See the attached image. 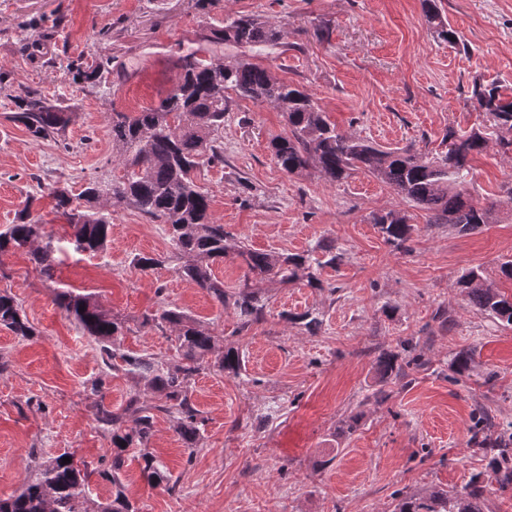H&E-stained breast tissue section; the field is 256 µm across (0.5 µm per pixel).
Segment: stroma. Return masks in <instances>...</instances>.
<instances>
[{
    "label": "stroma",
    "instance_id": "obj_1",
    "mask_svg": "<svg viewBox=\"0 0 512 512\" xmlns=\"http://www.w3.org/2000/svg\"><path fill=\"white\" fill-rule=\"evenodd\" d=\"M450 26L467 42L439 40L421 0H0V229L31 206L58 248L53 278L25 251L0 256V289L21 303L38 334L23 341L0 327V497L18 491L38 463L64 452L92 472L88 512L112 498L103 478L112 436L93 412H118L145 380L112 374L97 344L55 302L71 289L93 294L124 324L120 350L162 363L178 358L171 330L143 326L161 305L179 307L215 339L216 350L238 347L245 368L234 377L203 371L192 387L199 441L188 451L172 417L157 414L147 447L175 490L145 482L139 453L122 471L124 492L138 512H392L395 491L458 490L487 470L469 444L476 410L494 424H512V326L476 313L456 288L477 268L511 294L499 276L512 259V152L490 145L473 164L474 202H498V221L468 235L431 224L425 211L389 185L359 172L330 182L315 169L297 174L275 164L269 142L287 130L278 109L233 99L224 116V161L204 164L198 182L213 218L250 248L303 252L328 240L342 263L324 268L333 291L298 280H248L266 303L264 319L238 331L222 308L176 272L164 225L127 207L112 214L106 252H76L72 231L56 216L51 186L79 194L89 179L120 174L108 136L113 112L157 105L173 89V62L189 37L206 34L230 14H254L280 25L289 49L260 56L280 80L303 87L329 120L387 148L442 149L448 129L487 126L474 106V80L512 86V0H441ZM330 30L319 42L317 27ZM112 59L101 83L68 62ZM39 90L75 112L64 135L33 141L10 118L14 99ZM407 213L415 229L408 248L387 244L372 214ZM137 255L159 258L141 272ZM321 312L317 334L283 320L286 312ZM416 342L426 363L405 379L383 384L379 351L400 338ZM473 349L468 377L449 381L455 352ZM102 380L91 393L94 380ZM385 399H377L378 391ZM361 423L346 433L343 422Z\"/></svg>",
    "mask_w": 512,
    "mask_h": 512
}]
</instances>
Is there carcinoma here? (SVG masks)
Instances as JSON below:
<instances>
[{"instance_id":"obj_1","label":"carcinoma","mask_w":512,"mask_h":512,"mask_svg":"<svg viewBox=\"0 0 512 512\" xmlns=\"http://www.w3.org/2000/svg\"><path fill=\"white\" fill-rule=\"evenodd\" d=\"M422 9L437 38L454 45L461 42L437 0H422ZM201 40L203 45L189 46L175 59L177 82L158 105L133 114L112 113V153L123 168L122 176L95 177L76 196L65 186L50 188L54 210L73 229L77 250L91 255L105 251L110 243L112 211L132 207L150 221L167 227L180 261L177 274L206 291L223 308H233L240 330L260 322L265 315V302L248 284L251 274L282 283L302 279L311 288L325 290L321 270L336 267L340 259L333 243L321 241L302 253L251 249L234 242L224 225L212 218L210 199L197 183V171L205 162H224L228 91L283 112L288 133L273 137L270 149L276 164L288 174L313 167L330 181L338 182L358 171L368 173L407 202L426 210L428 223L446 224L462 234L473 233L497 220V203L477 206L468 194L471 161L489 148L487 130L476 128L461 134L450 130L444 137L448 150L432 157L419 156L408 149H384L357 134L338 130L311 94L275 79L266 68L252 62V58L260 55L287 51L277 25L251 14H236L226 17L224 25L209 29ZM209 44L219 48L231 45L240 49L241 54L228 60L215 59L209 56ZM471 99L489 118L497 144L512 148V91L497 82L476 81ZM15 104L14 120L36 141L60 138L75 117V113L50 103L37 90L26 92ZM372 222L385 242L397 248L404 247L414 231L402 211L376 213ZM25 248L39 272L52 277L56 251L53 237L46 232L42 219L32 215L27 207L18 212L15 223L0 231V255ZM230 255L240 259L246 268L244 283L234 292L224 290V283L210 273L212 264ZM456 287L474 311L503 325H512V295L502 293L482 271L471 269L462 274ZM55 301L85 335L99 344L108 369L147 379L148 389L161 396L162 402L152 403L147 397L134 394L121 413L101 405L95 407L98 427L112 432V464L105 477L117 487L112 501L97 512H135L119 489L125 452L135 444L148 442L157 412L171 415L186 447H196L198 410L191 401V390L205 356L214 347V339L182 310L162 306L146 318L145 324L171 328L181 353L180 363L163 364L144 355L116 352L113 345L121 335L122 325L105 313L92 295L65 291ZM283 318L303 325L312 334L323 322L317 310L289 313ZM0 326L24 340L36 335L21 304L7 290H0ZM398 348L397 352L386 351L377 356L380 381L400 378L405 365H420L411 340L400 341ZM473 361L471 350L456 353L450 362L454 379L463 377ZM214 366L240 375L243 360L239 350L233 346L225 348ZM126 417L132 419L129 428L122 427ZM491 426L493 422L487 413L474 416L470 445L490 457L495 481L507 488L512 486V432L503 427L490 440L483 433ZM66 456L71 462L64 464ZM142 459L141 473L148 483L174 489L156 460L147 455ZM89 477L87 467L75 461L74 455H57L42 462L20 490L0 498V512H84ZM486 488V478L479 473L459 491L399 493L393 512H483Z\"/></svg>"}]
</instances>
